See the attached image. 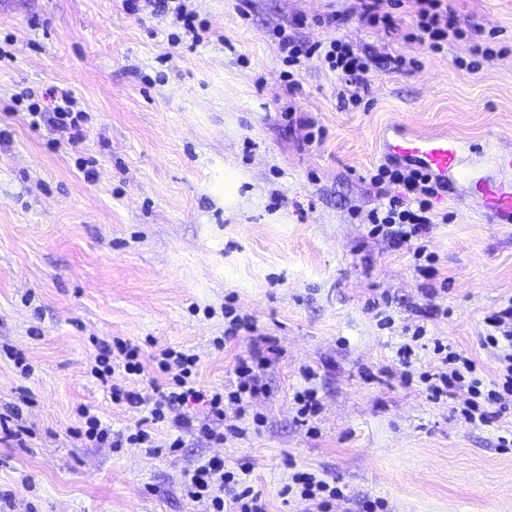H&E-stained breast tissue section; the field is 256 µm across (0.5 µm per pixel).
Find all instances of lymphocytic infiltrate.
<instances>
[{
  "mask_svg": "<svg viewBox=\"0 0 512 512\" xmlns=\"http://www.w3.org/2000/svg\"><path fill=\"white\" fill-rule=\"evenodd\" d=\"M403 2L361 0L360 17L368 25L382 27L395 39L418 42L433 52L441 51L448 38H465L459 16L448 0H413L414 22L408 28L402 26L395 14ZM271 38L288 67L283 79L292 91L299 85L296 68L312 57L320 58L329 71L336 73L341 84L362 89L374 72L405 71L417 66L416 61L401 55L377 57L343 37L326 45L302 42L286 28L279 27L273 29ZM52 111L61 142L78 147L86 131L84 113L78 109L75 97L66 91L58 92ZM372 183L380 205L367 216L371 235H382L397 242L424 239L437 218L433 201L445 192V184L429 171L407 164L380 167ZM433 352L435 366L420 375L432 400H453L456 413L473 426L489 425L506 412V399L512 396V351L500 357L499 378L490 382L481 377L474 359L454 351L441 339H434ZM156 360L160 371L172 372L173 377L168 382L155 383L152 398L145 400L126 386L128 380L145 375L139 349L113 340L111 348L97 358L91 374L108 386L113 403L144 409L142 424L132 432H115L90 407L83 406L79 409L82 424L76 430L77 435L97 444L111 443L115 448L127 445L150 448L155 444L151 425L168 421L178 430L196 426L198 435L212 442L241 436L243 428L226 425L220 431L216 425L224 422L230 413L239 419L248 415L253 397L264 390V371L271 363L269 349L255 346L248 355L237 359L233 367L234 379L228 386L205 395L195 387L197 355L165 348L160 350ZM117 373L122 376L118 383L113 380ZM200 399L207 401L212 421L197 426L188 410ZM250 473L247 465L228 469L223 461L210 459L194 469L184 490L192 501L204 504L206 512H267L261 495L248 483ZM284 493L297 499L303 512H330L335 501L343 496L338 487L330 486L309 472L294 473Z\"/></svg>",
  "mask_w": 512,
  "mask_h": 512,
  "instance_id": "1",
  "label": "lymphocytic infiltrate"
}]
</instances>
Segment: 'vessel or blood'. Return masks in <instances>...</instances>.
Wrapping results in <instances>:
<instances>
[{"label":"vessel or blood","mask_w":512,"mask_h":512,"mask_svg":"<svg viewBox=\"0 0 512 512\" xmlns=\"http://www.w3.org/2000/svg\"><path fill=\"white\" fill-rule=\"evenodd\" d=\"M384 147L388 155L424 166L443 181L459 163V143L446 136H411L399 130L394 138L385 140ZM481 193L491 211L512 216V187L486 184Z\"/></svg>","instance_id":"b4317fda"}]
</instances>
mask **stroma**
<instances>
[{"mask_svg": "<svg viewBox=\"0 0 512 512\" xmlns=\"http://www.w3.org/2000/svg\"><path fill=\"white\" fill-rule=\"evenodd\" d=\"M468 33L433 52L359 21V0H190L220 37L196 48L172 43L169 17L123 0H0V414L19 412L22 438L0 431V512H205L184 492L211 457L249 464L269 512H297L282 494L297 471L343 488L332 512H359L368 497L389 512H512V409L486 427L466 424L451 401H431L419 372L396 350L422 325L493 378L499 351L485 318L512 301V223L479 212L481 182L512 185L494 154L512 151V0H448ZM351 20L340 34L381 54L418 60L412 71L377 72L359 105L318 58L296 93L270 32L310 42L335 38L318 16ZM497 28V54L478 71L459 67L468 47ZM70 91L87 114L79 150L57 144L50 118L32 127L12 94L41 106ZM308 113L321 135L289 128ZM462 147L460 170L434 209L447 214L426 237L436 274L414 270L415 242L395 249L370 237L379 204L371 172L385 161L390 126ZM98 161L87 181L78 157ZM379 309H372V301ZM254 331L224 337V305ZM393 320L380 324L381 315ZM282 354L264 374L252 413L264 424L213 443L187 431L176 452L112 448L74 436L79 406L112 429L140 409L113 404L90 369L98 345H138L150 398L157 350L199 358L196 386L222 387L237 357L260 338ZM33 367L15 369L12 353ZM320 413L301 422L293 395L304 367Z\"/></svg>", "mask_w": 512, "mask_h": 512, "instance_id": "obj_1", "label": "stroma"}]
</instances>
